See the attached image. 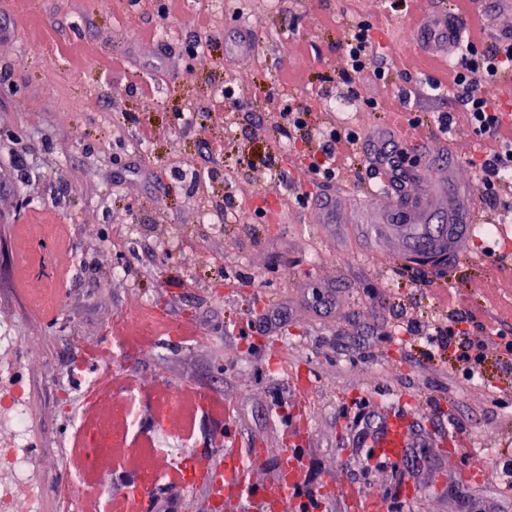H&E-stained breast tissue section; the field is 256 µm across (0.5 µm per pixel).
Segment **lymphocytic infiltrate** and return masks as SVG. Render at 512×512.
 Segmentation results:
<instances>
[{
  "instance_id": "1",
  "label": "lymphocytic infiltrate",
  "mask_w": 512,
  "mask_h": 512,
  "mask_svg": "<svg viewBox=\"0 0 512 512\" xmlns=\"http://www.w3.org/2000/svg\"><path fill=\"white\" fill-rule=\"evenodd\" d=\"M476 3L451 0L452 11L464 21V44L455 48L453 60L430 83L432 90L456 94L462 102L461 111L441 112L425 122L417 117L407 119L402 125V142L408 146L419 139L424 125L443 137L457 134L463 127L487 136L489 146L479 162V190L486 201L495 202L500 188L512 184V107L494 92L500 80L512 74V38L486 42L485 12ZM356 76L378 84L389 79V69L378 55L375 28L366 21L352 25L344 42L340 77L347 84ZM309 116V106L300 104L289 106L283 118L289 134L318 143L319 150L311 155L307 167L312 183L335 181L355 162L361 137L351 129L312 125ZM437 296L448 311L446 322L430 327L413 319L407 324L408 330L429 337L446 351L463 376L474 377L492 358L503 368L512 369V338L499 334L487 322L483 303H463L460 291L452 286L442 287ZM476 329L484 331V338H473Z\"/></svg>"
}]
</instances>
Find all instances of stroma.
I'll use <instances>...</instances> for the list:
<instances>
[{
	"label": "stroma",
	"mask_w": 512,
	"mask_h": 512,
	"mask_svg": "<svg viewBox=\"0 0 512 512\" xmlns=\"http://www.w3.org/2000/svg\"><path fill=\"white\" fill-rule=\"evenodd\" d=\"M141 0L113 9L106 0H0V315L15 320L35 347L29 358L0 352V391L25 386L36 418L32 435L44 495L41 512H79L97 503L111 512L139 471L111 466L102 488L89 487L73 466V440L99 429L115 447L137 456L156 438L158 401L192 390L205 401L193 410L186 446L200 468L223 465L226 448H263L252 471L274 490L284 441L299 449L304 487L326 495L324 512H349L340 489L370 492L381 512H470L490 504L512 512V487L482 471L480 449L512 455V373L489 362L468 380L447 353L399 333L408 320L445 319L419 274L448 276L466 302H484L501 333L512 336V276L498 271L475 236L476 258L449 268L395 269L393 241L380 225L395 209L371 200L369 171L336 185H314L306 170L311 147L280 131L285 104L312 108L313 123L346 115L362 152L381 149L371 130L406 108L424 118L458 109L428 86L432 71L417 54L406 17L385 0ZM208 16L209 31L197 26ZM372 22L393 67L388 85L360 79L346 111L320 93L338 80L343 43L356 21ZM172 37H164L165 29ZM40 40L41 57L22 45ZM92 52L74 61L70 48ZM130 56L126 72L103 71L100 56ZM295 77L283 83L284 74ZM233 85L238 103L223 121L202 122L208 87ZM154 81L152 111L139 109L140 82ZM157 136L141 146L140 124ZM224 141L209 160L207 140ZM269 156L271 166L256 163ZM284 166L288 177L274 169ZM309 191L306 204L296 197ZM263 210L234 222L237 205ZM215 220L202 223L200 209ZM195 328L206 345L168 335L173 324ZM156 343L142 351L140 340ZM109 351L89 361L85 348ZM79 407L68 420L61 383ZM137 397L139 440L119 438L115 414L126 392ZM222 400L229 416L209 411ZM368 400L374 416L408 412L417 442L397 469L366 460L351 415ZM455 436L469 448L460 459L443 446ZM417 489L403 496L404 485ZM211 512L205 483L178 489L158 482L148 512Z\"/></svg>",
	"instance_id": "stroma-1"
}]
</instances>
